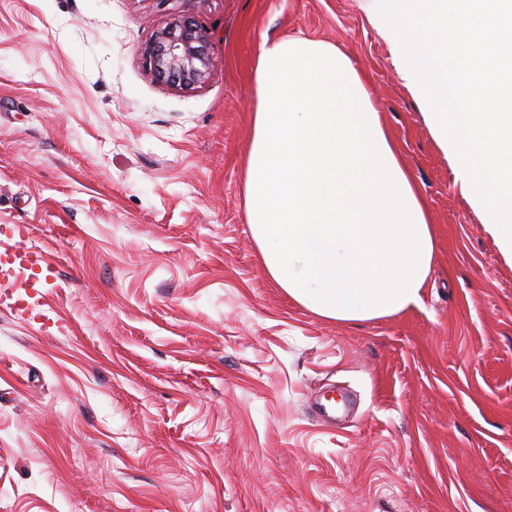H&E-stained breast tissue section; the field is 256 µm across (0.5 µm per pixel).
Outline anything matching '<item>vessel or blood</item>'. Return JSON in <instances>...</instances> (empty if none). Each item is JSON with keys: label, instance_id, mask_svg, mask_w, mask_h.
I'll list each match as a JSON object with an SVG mask.
<instances>
[{"label": "vessel or blood", "instance_id": "vessel-or-blood-1", "mask_svg": "<svg viewBox=\"0 0 512 512\" xmlns=\"http://www.w3.org/2000/svg\"><path fill=\"white\" fill-rule=\"evenodd\" d=\"M29 235L24 224L6 225L0 234V260L7 265L0 274V305L35 321L41 314V290L54 278L55 269L42 250L28 245Z\"/></svg>", "mask_w": 512, "mask_h": 512}]
</instances>
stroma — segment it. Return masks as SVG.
<instances>
[{"instance_id":"stroma-1","label":"stroma","mask_w":512,"mask_h":512,"mask_svg":"<svg viewBox=\"0 0 512 512\" xmlns=\"http://www.w3.org/2000/svg\"><path fill=\"white\" fill-rule=\"evenodd\" d=\"M371 0H211L200 89L138 54L157 0H0V225L54 265L0 306V512H512V262ZM335 45L423 198L421 306L314 315L246 222L262 35Z\"/></svg>"}]
</instances>
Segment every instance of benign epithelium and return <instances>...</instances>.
Returning <instances> with one entry per match:
<instances>
[{"label": "benign epithelium", "mask_w": 512, "mask_h": 512, "mask_svg": "<svg viewBox=\"0 0 512 512\" xmlns=\"http://www.w3.org/2000/svg\"><path fill=\"white\" fill-rule=\"evenodd\" d=\"M209 0H185L184 9L168 15L139 50L146 73L175 91L203 87L212 72V37L198 20Z\"/></svg>", "instance_id": "benign-epithelium-1"}]
</instances>
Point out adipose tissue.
<instances>
[{
    "mask_svg": "<svg viewBox=\"0 0 512 512\" xmlns=\"http://www.w3.org/2000/svg\"><path fill=\"white\" fill-rule=\"evenodd\" d=\"M252 86L244 204L271 279L330 321L420 306L432 227L365 75L329 44L265 36Z\"/></svg>",
    "mask_w": 512,
    "mask_h": 512,
    "instance_id": "adipose-tissue-1",
    "label": "adipose tissue"
}]
</instances>
